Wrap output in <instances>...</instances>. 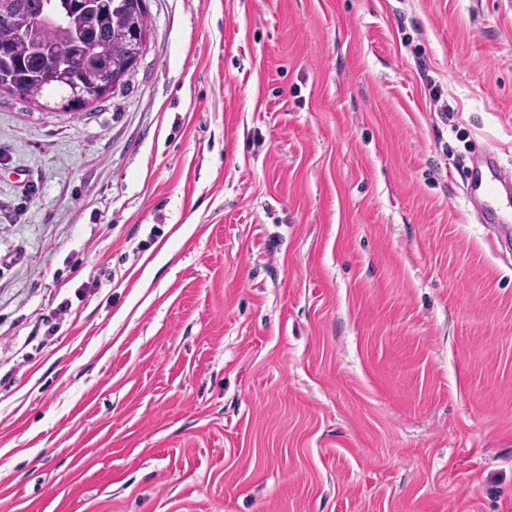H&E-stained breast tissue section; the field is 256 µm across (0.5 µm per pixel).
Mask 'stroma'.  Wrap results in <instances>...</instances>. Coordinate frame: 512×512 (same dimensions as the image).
Returning a JSON list of instances; mask_svg holds the SVG:
<instances>
[{
    "label": "stroma",
    "mask_w": 512,
    "mask_h": 512,
    "mask_svg": "<svg viewBox=\"0 0 512 512\" xmlns=\"http://www.w3.org/2000/svg\"><path fill=\"white\" fill-rule=\"evenodd\" d=\"M148 8L0 94V512H512V0ZM480 191L481 195L477 192ZM512 169L501 166L491 152L485 153L473 164L471 187L467 202L477 206L479 217H491L496 224H503L498 244L502 253L512 247ZM505 193L506 199L502 198ZM478 200V202H477Z\"/></svg>",
    "instance_id": "1"
}]
</instances>
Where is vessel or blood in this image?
I'll return each mask as SVG.
<instances>
[{"instance_id": "vessel-or-blood-1", "label": "vessel or blood", "mask_w": 512, "mask_h": 512, "mask_svg": "<svg viewBox=\"0 0 512 512\" xmlns=\"http://www.w3.org/2000/svg\"><path fill=\"white\" fill-rule=\"evenodd\" d=\"M468 204L480 218H491L501 226L498 244L512 249V169L501 166L492 153H485L472 167Z\"/></svg>"}]
</instances>
